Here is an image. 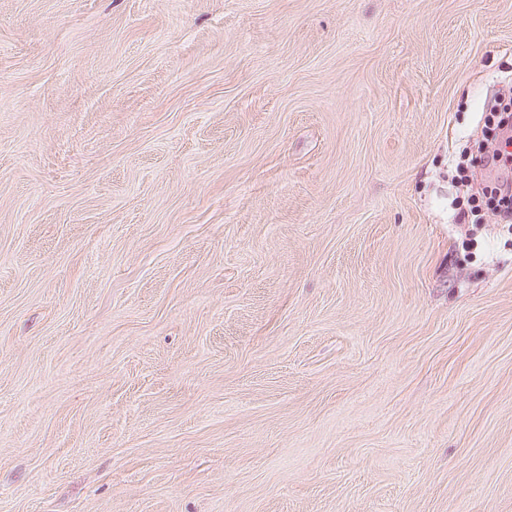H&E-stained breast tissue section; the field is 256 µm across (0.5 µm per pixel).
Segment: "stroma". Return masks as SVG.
<instances>
[{
    "instance_id": "obj_1",
    "label": "stroma",
    "mask_w": 512,
    "mask_h": 512,
    "mask_svg": "<svg viewBox=\"0 0 512 512\" xmlns=\"http://www.w3.org/2000/svg\"><path fill=\"white\" fill-rule=\"evenodd\" d=\"M511 80L512 0H0V512H512ZM478 149L480 153L479 159L484 167H495L507 173L494 187V198L497 200L495 210L498 212L500 220L506 224H511L512 178L508 173L512 171V152L500 149L498 146L488 147L483 144Z\"/></svg>"
}]
</instances>
